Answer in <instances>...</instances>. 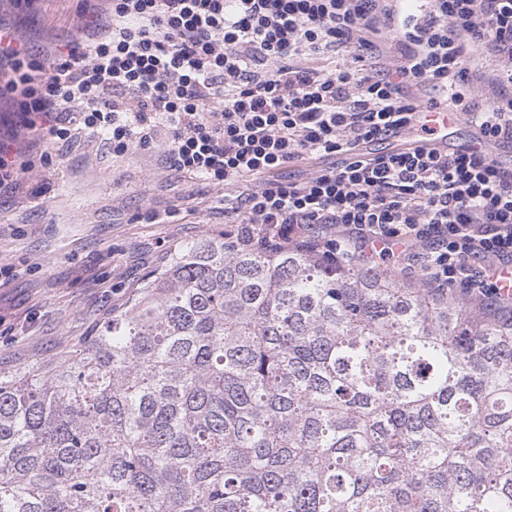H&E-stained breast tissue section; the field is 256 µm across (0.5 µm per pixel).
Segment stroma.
<instances>
[{"instance_id": "obj_1", "label": "stroma", "mask_w": 512, "mask_h": 512, "mask_svg": "<svg viewBox=\"0 0 512 512\" xmlns=\"http://www.w3.org/2000/svg\"><path fill=\"white\" fill-rule=\"evenodd\" d=\"M82 0H0V24L33 48L81 34ZM50 150L53 162L41 165ZM28 170L0 188V370L44 362L87 336L178 245L224 229V191L176 175L156 154L116 158L74 128L35 145ZM158 222L144 220L146 210Z\"/></svg>"}]
</instances>
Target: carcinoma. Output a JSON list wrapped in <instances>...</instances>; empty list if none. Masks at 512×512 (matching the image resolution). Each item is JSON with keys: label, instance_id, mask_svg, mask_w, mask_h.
<instances>
[{"label": "carcinoma", "instance_id": "obj_1", "mask_svg": "<svg viewBox=\"0 0 512 512\" xmlns=\"http://www.w3.org/2000/svg\"><path fill=\"white\" fill-rule=\"evenodd\" d=\"M0 512H512V321L310 244H183L0 371Z\"/></svg>", "mask_w": 512, "mask_h": 512}]
</instances>
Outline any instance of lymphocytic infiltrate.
<instances>
[{
	"label": "lymphocytic infiltrate",
	"mask_w": 512,
	"mask_h": 512,
	"mask_svg": "<svg viewBox=\"0 0 512 512\" xmlns=\"http://www.w3.org/2000/svg\"><path fill=\"white\" fill-rule=\"evenodd\" d=\"M83 2L80 40L39 61L0 26L21 127L0 137V186L19 178L22 138L64 141L79 125L115 156L159 147L177 174L224 187L231 243L392 257L424 287L506 301L512 169L484 151L362 147L409 137L421 92L441 90L486 143L512 144V0ZM250 178L257 189L235 194Z\"/></svg>",
	"instance_id": "lymphocytic-infiltrate-1"
}]
</instances>
